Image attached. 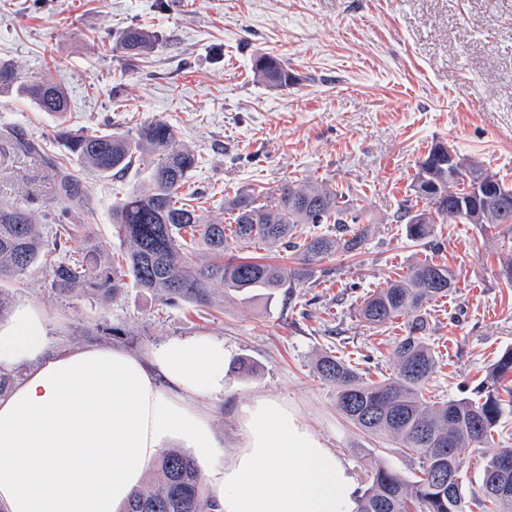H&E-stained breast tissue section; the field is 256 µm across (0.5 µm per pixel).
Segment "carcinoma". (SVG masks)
<instances>
[{
	"instance_id": "1",
	"label": "carcinoma",
	"mask_w": 512,
	"mask_h": 512,
	"mask_svg": "<svg viewBox=\"0 0 512 512\" xmlns=\"http://www.w3.org/2000/svg\"><path fill=\"white\" fill-rule=\"evenodd\" d=\"M118 49L139 58L153 49L144 30L128 26L117 39ZM254 72L265 81L286 87L295 76L281 61L261 54L253 60ZM14 87L56 121L55 138L64 143L82 169L100 177H114L137 160L148 164L142 184L112 206V223L129 244L119 260L96 247L77 246L63 260L49 263L47 280L52 291L69 298H90L106 303L119 294L129 279L162 301L181 300L198 306L215 303L210 283L218 280L224 293L250 302L281 288L305 282L313 267L334 253H352L361 235L349 234L362 214L343 200V194L314 185L297 188L288 183L276 197L239 196L232 200L233 224L206 220L183 193L198 156L177 141L164 122L142 125L135 133L119 131L72 132L66 126L68 99L64 89L50 79L21 84L13 67L0 62V89ZM447 145L437 143L419 162L414 179L416 197L435 208L448 221L474 220L448 209V193L470 195L485 169L467 164L448 182ZM19 150L37 155L57 170L55 198L62 208L85 203L88 188L80 176L42 153L41 146L16 137L9 148L0 147V164ZM499 197L509 200L504 211L491 210L481 223L512 224V186L498 180ZM406 234L414 242L431 235V218L405 212ZM300 224H334L336 235L318 234L298 239ZM38 217L20 207L0 206V280H14L37 263L45 245L37 230ZM256 243L284 245L297 257L294 264L244 260L227 254ZM202 245L210 261L200 265L192 249ZM456 290V276L445 263L432 259L416 263L385 287L365 297L360 318L371 327H382L407 318L404 335L396 339L394 375L366 381L346 360L323 355L315 363L318 376L336 386V407L363 431L391 438L410 451L419 472L408 480L386 466L377 467L368 487L357 500L356 512H472L471 505L491 503L495 512H512V448L502 449L487 464L479 488L463 480L460 449L476 447L492 436L504 412L505 398H512V349L505 351L490 370L476 399H450L431 405L423 390L436 366L435 353L425 340L428 319L424 306ZM159 478L136 487L121 512H206L211 505L201 472L194 459L171 449L159 461Z\"/></svg>"
}]
</instances>
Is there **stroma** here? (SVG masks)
<instances>
[{
	"label": "stroma",
	"mask_w": 512,
	"mask_h": 512,
	"mask_svg": "<svg viewBox=\"0 0 512 512\" xmlns=\"http://www.w3.org/2000/svg\"><path fill=\"white\" fill-rule=\"evenodd\" d=\"M130 25L155 36L152 53L129 60L116 50ZM259 54L283 61L294 85L259 79L252 69ZM0 61L22 83L48 76L60 83L72 129L172 126L199 157L191 186L206 218L232 222L227 202L235 195L274 197L288 183L342 192L362 209L358 251L325 257L292 295L248 306L224 297L219 284L220 307L165 305L131 284L107 304L62 299L38 264L0 283L7 296L0 319L21 305L42 310L55 351L94 344L142 357L177 337L223 342L224 393L207 406L225 458L243 445L244 408L267 400L330 449L358 490L380 465L413 477V456L346 419L313 363L329 353L367 379L392 376L402 322L373 328L357 308L389 274L427 258L444 261L457 288L426 307L437 360L426 398H476L497 357L512 348V288L500 274L512 233L437 216L419 244L399 219L407 207L430 212L413 178L439 142L512 183V0H0ZM54 127L31 101L0 93V137L15 131L39 141L79 172ZM143 177L137 163L119 178L85 174L89 205L64 212L52 172L18 153L0 171V205L36 211L45 242L89 233L118 257L128 245L112 206ZM504 448H512V403L488 443L461 449L466 485L478 486L487 460Z\"/></svg>",
	"instance_id": "stroma-1"
}]
</instances>
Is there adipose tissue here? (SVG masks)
Listing matches in <instances>:
<instances>
[{
	"label": "adipose tissue",
	"mask_w": 512,
	"mask_h": 512,
	"mask_svg": "<svg viewBox=\"0 0 512 512\" xmlns=\"http://www.w3.org/2000/svg\"><path fill=\"white\" fill-rule=\"evenodd\" d=\"M49 346L41 311L17 309L0 325V369H25L0 397V512H118L174 438L214 457L220 512H355L353 476L276 403L255 402L242 451L215 458L205 402L224 391L223 342L175 338L145 359Z\"/></svg>",
	"instance_id": "obj_1"
}]
</instances>
